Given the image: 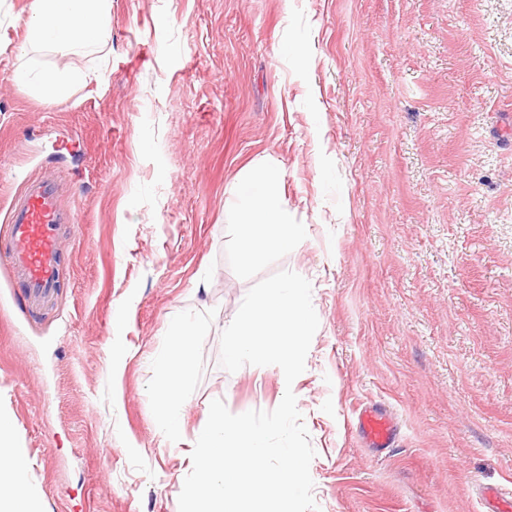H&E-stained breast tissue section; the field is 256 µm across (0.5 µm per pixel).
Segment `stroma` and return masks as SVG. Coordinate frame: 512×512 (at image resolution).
<instances>
[{"mask_svg":"<svg viewBox=\"0 0 512 512\" xmlns=\"http://www.w3.org/2000/svg\"><path fill=\"white\" fill-rule=\"evenodd\" d=\"M30 2L0 0V185L57 172L78 215L54 300L0 315V409L42 505L179 512L211 401L271 411L289 389L319 512H484L482 488L512 490V0H112L90 58L30 46ZM33 62L100 78L48 102L10 80ZM256 165L304 227L259 264L228 210ZM282 270L319 319L289 387L219 364ZM188 316L170 440L152 360ZM364 407L392 448L367 447ZM358 428L369 448H390L395 439V425L386 413L364 409L358 413Z\"/></svg>","mask_w":512,"mask_h":512,"instance_id":"obj_1","label":"stroma"}]
</instances>
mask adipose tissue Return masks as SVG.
Listing matches in <instances>:
<instances>
[{"mask_svg": "<svg viewBox=\"0 0 512 512\" xmlns=\"http://www.w3.org/2000/svg\"><path fill=\"white\" fill-rule=\"evenodd\" d=\"M111 7L112 0H31L24 21L28 40L65 55L99 53L111 37ZM96 77L95 70L78 71L67 66L49 72L19 68L12 74L16 84L32 87L50 100L62 98L73 86ZM279 182L278 170L259 167L231 193L230 209L239 242L250 261H262L269 252L287 248L303 233L302 226L288 218ZM201 333L198 322L172 321L166 333V348L154 361L159 379L155 390L158 423L170 437L179 431L183 389L194 374L191 347ZM28 470L29 461L16 442L15 422L0 412V512H41Z\"/></svg>", "mask_w": 512, "mask_h": 512, "instance_id": "ef3b65f1", "label": "adipose tissue"}]
</instances>
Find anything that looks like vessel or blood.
I'll return each mask as SVG.
<instances>
[{
  "mask_svg": "<svg viewBox=\"0 0 512 512\" xmlns=\"http://www.w3.org/2000/svg\"><path fill=\"white\" fill-rule=\"evenodd\" d=\"M70 191L62 178L42 172L27 174L17 191L8 192L4 222L7 245L4 254L11 281L20 285L27 305L53 298L60 286V227L77 221L66 199ZM358 428L368 447L384 450L392 446L395 425L386 413L364 409Z\"/></svg>",
  "mask_w": 512,
  "mask_h": 512,
  "instance_id": "1",
  "label": "vessel or blood"
}]
</instances>
